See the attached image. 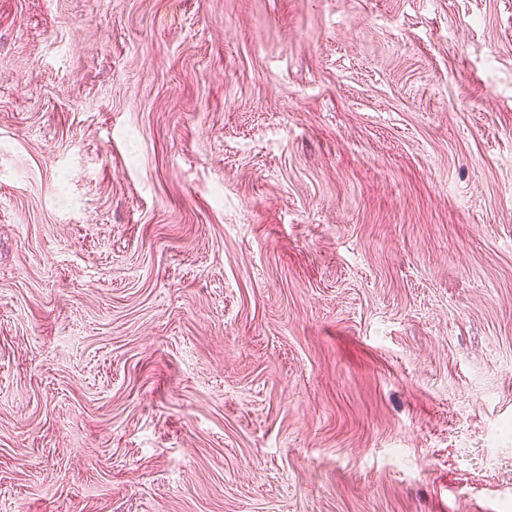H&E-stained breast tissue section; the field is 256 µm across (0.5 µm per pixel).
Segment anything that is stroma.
Segmentation results:
<instances>
[{
    "label": "stroma",
    "instance_id": "obj_1",
    "mask_svg": "<svg viewBox=\"0 0 512 512\" xmlns=\"http://www.w3.org/2000/svg\"><path fill=\"white\" fill-rule=\"evenodd\" d=\"M0 512H512V0H0Z\"/></svg>",
    "mask_w": 512,
    "mask_h": 512
}]
</instances>
